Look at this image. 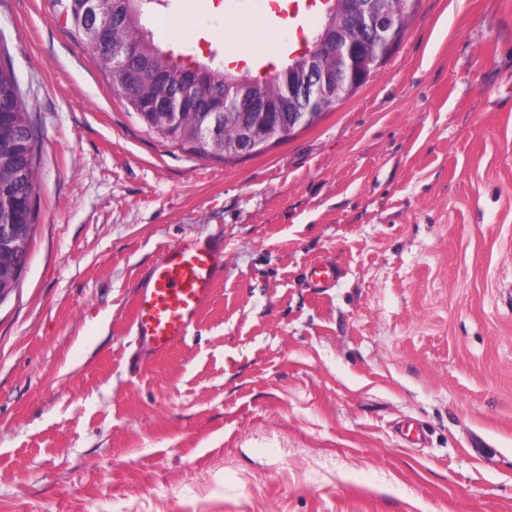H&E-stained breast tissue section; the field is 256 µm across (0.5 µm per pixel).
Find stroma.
Wrapping results in <instances>:
<instances>
[{
    "label": "stroma",
    "instance_id": "1",
    "mask_svg": "<svg viewBox=\"0 0 512 512\" xmlns=\"http://www.w3.org/2000/svg\"><path fill=\"white\" fill-rule=\"evenodd\" d=\"M160 16L180 63L259 76L293 46L253 55L237 22L308 38L320 10ZM0 34L40 145L0 300V512H512V0H416L352 96L229 160L147 130L59 0H0ZM192 238L224 271L148 357L138 287Z\"/></svg>",
    "mask_w": 512,
    "mask_h": 512
}]
</instances>
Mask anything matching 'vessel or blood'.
I'll return each instance as SVG.
<instances>
[{"mask_svg": "<svg viewBox=\"0 0 512 512\" xmlns=\"http://www.w3.org/2000/svg\"><path fill=\"white\" fill-rule=\"evenodd\" d=\"M221 253L209 242L187 240L164 248L134 302L132 326L153 355L185 343L212 296Z\"/></svg>", "mask_w": 512, "mask_h": 512, "instance_id": "obj_1", "label": "vessel or blood"}]
</instances>
